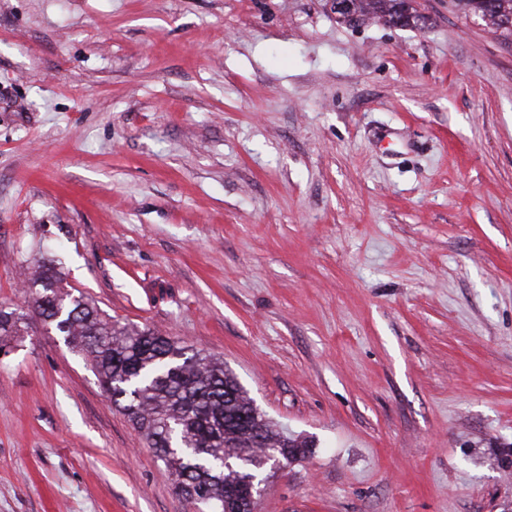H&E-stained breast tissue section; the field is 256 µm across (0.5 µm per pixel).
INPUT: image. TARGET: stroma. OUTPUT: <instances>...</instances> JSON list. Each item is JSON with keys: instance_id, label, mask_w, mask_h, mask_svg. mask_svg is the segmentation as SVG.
<instances>
[{"instance_id": "obj_1", "label": "stroma", "mask_w": 512, "mask_h": 512, "mask_svg": "<svg viewBox=\"0 0 512 512\" xmlns=\"http://www.w3.org/2000/svg\"><path fill=\"white\" fill-rule=\"evenodd\" d=\"M333 0H0V308L68 292L309 445L257 512H512V35ZM0 512H198L39 318ZM351 9L344 18L355 15L364 17L373 15L387 23L399 26H409L417 23L419 16L413 12L411 1L408 0H349Z\"/></svg>"}]
</instances>
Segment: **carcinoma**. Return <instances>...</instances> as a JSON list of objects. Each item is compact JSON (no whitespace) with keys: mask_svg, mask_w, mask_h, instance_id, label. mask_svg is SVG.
<instances>
[{"mask_svg":"<svg viewBox=\"0 0 512 512\" xmlns=\"http://www.w3.org/2000/svg\"><path fill=\"white\" fill-rule=\"evenodd\" d=\"M345 14L373 15L409 26L419 21L410 0H350ZM488 25L512 33V0H457ZM30 308L84 355L112 402L142 433L175 476L181 495L208 512H254L262 471L247 455L257 448L288 464L305 444L273 428L224 363L149 327L122 324L83 296L60 289L54 267L30 281ZM24 314L0 308V338L18 334Z\"/></svg>","mask_w":512,"mask_h":512,"instance_id":"1","label":"carcinoma"}]
</instances>
